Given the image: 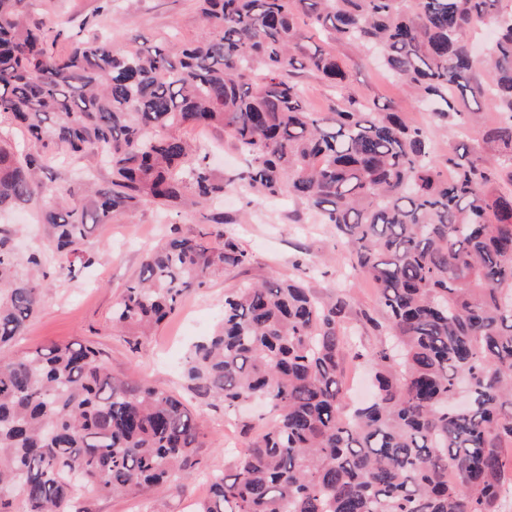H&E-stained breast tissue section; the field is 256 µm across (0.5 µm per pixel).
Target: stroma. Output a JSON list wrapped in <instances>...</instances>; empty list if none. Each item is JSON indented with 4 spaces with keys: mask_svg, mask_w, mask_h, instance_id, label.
<instances>
[{
    "mask_svg": "<svg viewBox=\"0 0 512 512\" xmlns=\"http://www.w3.org/2000/svg\"><path fill=\"white\" fill-rule=\"evenodd\" d=\"M99 6L100 0H44L35 15L52 25L96 19L99 31L111 33L116 50L138 35L154 46L190 42L201 33L194 0H113L112 12L105 16L100 15ZM328 48L350 70L347 91L352 97L391 106L416 123L428 124V113L418 109L401 84L376 64L364 60L346 43L332 42ZM182 134L207 152L219 176L232 180L242 170L241 158L225 142L222 132L188 127ZM215 210L223 212L225 227L251 253V264L211 277L136 344L113 331V305L138 274L147 250L157 246L170 228H178L183 235L194 233L211 211L200 209L166 219L154 208L145 207L131 215H116L91 236L87 248L94 262L87 268L68 265L47 252V239L35 208L0 216V227L15 232L22 252L43 253L51 273L39 310L9 348V355L52 342H94L114 374L172 392L199 415L202 446L197 457L202 468L222 471L231 463L228 445L245 450L268 420L266 409L259 405L226 416L223 403L208 405L194 399L181 375L180 365L190 345L214 331L225 293L274 275L300 280L322 298L339 292L349 294L354 310L348 324L367 347L378 346L380 338L365 319L379 317L381 308L372 282L351 272L348 254L337 244L329 225L320 223L302 202L283 196L266 204H251L244 194L235 193Z\"/></svg>",
    "mask_w": 512,
    "mask_h": 512,
    "instance_id": "obj_1",
    "label": "stroma"
}]
</instances>
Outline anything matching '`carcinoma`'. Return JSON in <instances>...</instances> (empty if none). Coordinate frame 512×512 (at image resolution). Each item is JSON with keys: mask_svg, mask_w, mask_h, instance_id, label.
Returning <instances> with one entry per match:
<instances>
[{"mask_svg": "<svg viewBox=\"0 0 512 512\" xmlns=\"http://www.w3.org/2000/svg\"><path fill=\"white\" fill-rule=\"evenodd\" d=\"M0 0V212L42 201L49 248L89 266L86 239L118 213L202 208L239 191L283 193L333 226L380 294L365 316L395 349L371 401L345 413L350 300L275 276L224 295L218 329L183 360L188 388L231 411L263 401L269 425L211 478L197 512H500L512 496V11L503 0H195L189 43L112 50ZM498 22L482 78L467 33ZM400 80L441 127L477 125L451 91L490 95L499 121L477 146L435 154L397 112L341 97L311 111L307 69L340 93L348 72L309 32ZM216 128L245 159L226 181L179 133ZM112 178L100 183V164ZM215 213L146 254L113 329L150 334L209 277L251 263ZM48 271L0 228V348L42 303ZM200 422L175 395L112 373L90 341L0 358V512H85L88 494H141L198 469Z\"/></svg>", "mask_w": 512, "mask_h": 512, "instance_id": "cac0c4a2", "label": "carcinoma"}]
</instances>
